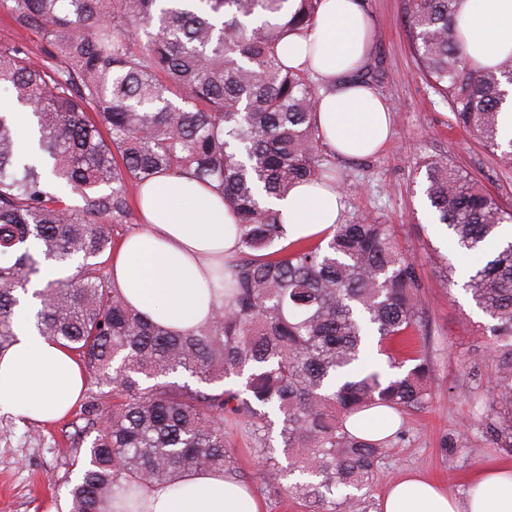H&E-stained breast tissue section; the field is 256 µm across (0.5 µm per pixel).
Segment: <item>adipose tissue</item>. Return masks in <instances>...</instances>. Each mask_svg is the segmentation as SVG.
<instances>
[{
  "label": "adipose tissue",
  "instance_id": "obj_1",
  "mask_svg": "<svg viewBox=\"0 0 512 512\" xmlns=\"http://www.w3.org/2000/svg\"><path fill=\"white\" fill-rule=\"evenodd\" d=\"M458 41L464 56L489 67L512 55V0H457ZM373 27L361 0H322L315 25L290 32L276 52L286 65L308 72L321 89L317 124L329 146L360 160L380 152L391 129L390 107L373 87L349 75L367 59ZM147 229L126 237L112 253V280L149 320L177 332L205 322L220 303L209 287L213 270L239 246L230 207L208 186L161 176L137 193ZM289 240L318 237L340 217V197L324 184L303 183L271 199ZM17 340L0 357V408L44 422L63 418L85 383L79 362L40 336L28 315L16 322ZM465 498L444 483L409 471L391 484L380 512H512V466L492 465L474 475ZM145 512H261L247 486L206 470L174 488L144 494Z\"/></svg>",
  "mask_w": 512,
  "mask_h": 512
}]
</instances>
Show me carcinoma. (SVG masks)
Masks as SVG:
<instances>
[{
  "mask_svg": "<svg viewBox=\"0 0 512 512\" xmlns=\"http://www.w3.org/2000/svg\"><path fill=\"white\" fill-rule=\"evenodd\" d=\"M455 2L411 0L419 77L511 163L501 105L512 56L483 68L463 57ZM320 4L0 0L44 42L41 62L23 43L0 45V85L30 119L24 148L14 112L0 111V255L9 256L0 261V357L42 263L75 262L76 274L35 293L34 326L109 388L84 403L92 439H81L89 446L70 512H114L117 500L121 512H142L145 491L206 469L243 481L227 451L229 416L246 423L261 482L310 512H370L360 491L390 440L358 437L347 420L432 399L422 285L389 225L361 216L318 241L287 243L282 214L262 201L305 182L340 188L317 125L319 85L275 54L285 32L315 24ZM420 167L430 206L461 249L480 252L512 224V211L447 158ZM161 175L212 186L240 229L238 251L213 277L224 302L185 333L148 321L106 272L112 225L132 218L136 191ZM466 291L502 342L481 421L511 448L512 241L471 267ZM178 372L196 385L170 381ZM276 425L286 466L271 446Z\"/></svg>",
  "mask_w": 512,
  "mask_h": 512,
  "instance_id": "1",
  "label": "carcinoma"
}]
</instances>
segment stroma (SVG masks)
Returning <instances> with one entry per match:
<instances>
[{
  "mask_svg": "<svg viewBox=\"0 0 512 512\" xmlns=\"http://www.w3.org/2000/svg\"><path fill=\"white\" fill-rule=\"evenodd\" d=\"M374 25L372 59L381 63L375 87L388 101L393 134L387 147L361 161L336 159L343 177L345 217L366 215L392 225L400 246L415 260L423 283L425 331L429 340L434 396L424 407L403 412L368 490L379 503L388 484L403 471L419 470L466 497L472 475L493 463H511L512 450L483 432L479 406L490 379L471 378L468 369L490 368L495 341L491 320L464 289L477 254L460 249L439 224L423 193L419 164L445 157L471 175L499 204L512 208V164L459 128L443 99L419 78L408 28L409 0H364ZM79 418L42 424L31 416L0 411V512H69V481L76 474L73 434ZM230 454L264 503V512H308L300 500L278 495L257 478L262 467L245 438L244 422L231 423ZM462 436L455 466L446 443Z\"/></svg>",
  "mask_w": 512,
  "mask_h": 512,
  "instance_id": "35a3bbf8",
  "label": "stroma"
}]
</instances>
